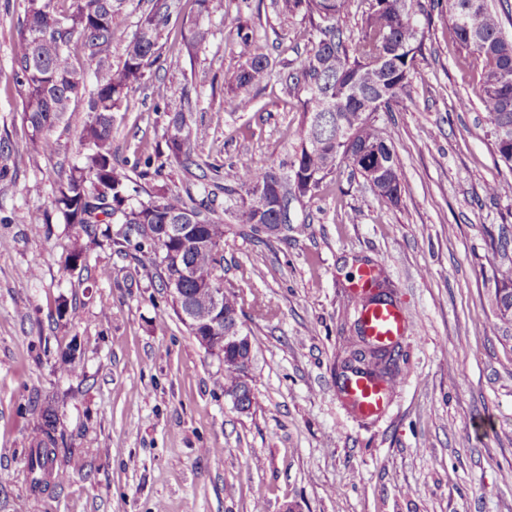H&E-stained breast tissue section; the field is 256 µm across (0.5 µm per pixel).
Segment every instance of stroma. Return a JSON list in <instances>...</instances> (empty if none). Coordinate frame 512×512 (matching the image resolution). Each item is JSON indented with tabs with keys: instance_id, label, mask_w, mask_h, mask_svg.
I'll list each match as a JSON object with an SVG mask.
<instances>
[{
	"instance_id": "35a3bbf8",
	"label": "stroma",
	"mask_w": 512,
	"mask_h": 512,
	"mask_svg": "<svg viewBox=\"0 0 512 512\" xmlns=\"http://www.w3.org/2000/svg\"><path fill=\"white\" fill-rule=\"evenodd\" d=\"M25 7L0 0V472L9 475L0 512H254L258 503L263 512H512V319L495 302L512 267V199L485 193L508 171L476 97L480 72L448 41L445 0L428 8L421 77L377 115L404 164L400 202L344 168L304 200L307 223L283 239L262 243L234 227L224 237V285L254 350L256 402L245 413L217 385L222 364L190 335L148 258L90 244L55 210L89 114L76 102L50 133L54 152L32 149L14 73ZM199 19L210 37L190 53L181 33ZM242 25L273 63L246 111L224 86ZM315 37L279 0H220L203 18L192 0H173L159 59L114 115L115 161L143 189L164 184L232 207V171L280 159L299 140L300 104L283 76ZM179 110L206 129L194 153L222 168L221 182L167 161ZM77 244L85 260L67 267ZM365 262L412 327L387 407L361 419L336 372L355 333L350 284ZM62 305L78 320L59 317ZM63 357L75 374L56 372ZM48 405L70 476L34 489L28 455Z\"/></svg>"
}]
</instances>
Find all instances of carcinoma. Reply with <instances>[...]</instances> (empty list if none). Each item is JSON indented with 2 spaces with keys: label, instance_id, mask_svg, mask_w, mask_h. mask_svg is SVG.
<instances>
[{
  "label": "carcinoma",
  "instance_id": "carcinoma-1",
  "mask_svg": "<svg viewBox=\"0 0 512 512\" xmlns=\"http://www.w3.org/2000/svg\"><path fill=\"white\" fill-rule=\"evenodd\" d=\"M58 0H28L26 20L19 28L14 49L16 82L22 89L25 118L32 129L33 150L50 152L47 133L72 105L87 97L90 120L79 135L82 166L61 181L54 206L64 223L77 224L95 241L130 245L158 258L156 271L169 290L176 312H186L199 300L203 285L212 284L224 269V224L215 217L213 203L205 198L182 196L160 186L147 191L142 201L129 192V176L113 163L112 113L129 110V94L142 83L145 70L156 59L161 31L169 24V0H152L138 31L124 50L121 65L112 66L109 50L120 26L126 0H71L67 10ZM281 11L300 15L316 31V40L299 66L287 73L285 83L297 94L301 130L292 153L271 164L244 165L233 180L245 197L230 212L233 222L253 236L263 234L262 224H284L282 216L304 198L313 197L329 177L342 167L372 182V189L396 202L403 187L398 153L376 126L371 105L391 110L419 74L423 55L427 10L422 0H280ZM362 9L357 35H345L340 18ZM209 29L195 23L182 36L191 54L204 45ZM240 63L224 74V85L234 94L237 109L246 111L252 99L248 89L270 74L269 57L253 33L237 31ZM448 42L466 51L480 69L476 95L489 127L496 155L512 171V39L502 31L500 17L487 0H448ZM96 62L92 89H86L79 62ZM205 136L177 112L170 118L167 159L182 168H196L199 179L220 178L218 168L202 166L193 158L192 144ZM264 187L270 208L258 211L253 192ZM126 230L112 232V225ZM202 225L212 247L196 262L194 279L179 275L176 262L194 260L195 225ZM496 290L501 318L512 313L508 275ZM210 334L208 353L224 357V322ZM338 378L347 372L369 371L388 385L397 384V359L363 337L351 338L343 347ZM57 412L43 411L28 462L30 484L37 488L54 475L59 442Z\"/></svg>",
  "mask_w": 512,
  "mask_h": 512
}]
</instances>
